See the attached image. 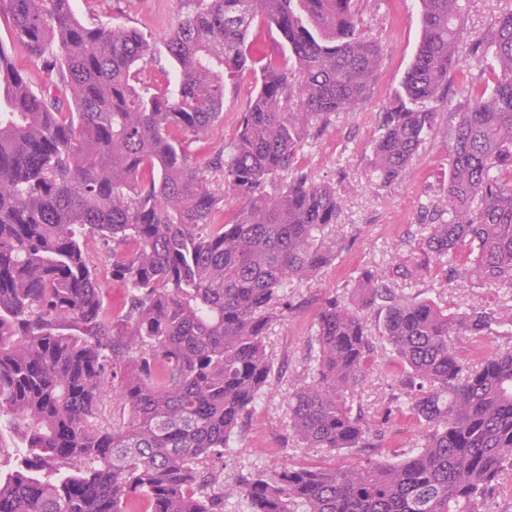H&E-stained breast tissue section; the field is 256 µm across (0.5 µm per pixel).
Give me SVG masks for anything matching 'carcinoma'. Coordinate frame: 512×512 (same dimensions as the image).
<instances>
[{
	"mask_svg": "<svg viewBox=\"0 0 512 512\" xmlns=\"http://www.w3.org/2000/svg\"><path fill=\"white\" fill-rule=\"evenodd\" d=\"M164 39L175 82L139 83L156 41L79 21L70 0H0V16L54 90L0 42V426L24 446L0 471V512H485L512 497V347L483 353L507 315L409 298L370 269L351 300H323L320 359L288 401L307 448H367L382 430L353 406L382 317L402 403L432 429L397 463L287 466L224 481L232 432L272 371L264 334L280 293L336 257V189L298 164L310 128L355 112L382 62L361 0H191ZM422 36L380 113L369 160L386 187L420 158L458 62L463 0H420ZM257 18L295 68L246 42ZM474 85L448 128V209L421 211L442 288H512V10L473 44ZM259 72L224 171V211L189 144L224 122L226 82ZM292 179L274 194L264 185ZM124 281L125 305L105 281ZM121 413L95 428L108 391Z\"/></svg>",
	"mask_w": 512,
	"mask_h": 512,
	"instance_id": "carcinoma-1",
	"label": "carcinoma"
}]
</instances>
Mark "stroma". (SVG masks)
<instances>
[{
	"mask_svg": "<svg viewBox=\"0 0 512 512\" xmlns=\"http://www.w3.org/2000/svg\"><path fill=\"white\" fill-rule=\"evenodd\" d=\"M75 16L85 24L109 22L164 39L190 12L188 0H72ZM512 8V0H468L459 21L462 52L448 79V102L439 107L437 121L422 149V159L398 182L380 188L368 181V159L378 135V114L399 90L421 36L419 0H362L360 13L366 37L382 47L383 61L371 97L355 112H339L313 126L300 152L301 164L319 182L334 186L342 200L339 220L330 234L338 242L336 258L312 280L284 289L296 312L277 308L264 344L273 364L270 383L251 414L238 427L225 459L224 474L238 471L268 473L306 462L326 466L376 459H401L404 441L421 438L424 425L397 408L401 394L392 373L374 365L356 399L374 424H386L388 435L379 448L338 450L308 448L288 426V397L309 377L318 352L313 329L325 297L350 294L363 269L373 270L399 293L429 298L451 310L512 312V290L490 285L461 284L438 287L431 271L423 269L418 244L428 233L420 221L421 205L446 207L450 142L447 130L457 120L456 105L471 82L489 80V72L469 56L468 48ZM255 78L228 86L224 92V122L189 147L193 159L205 168L216 194L224 192L222 171L211 163L228 150L237 131L238 117L255 93ZM421 271L414 280L393 275L395 248Z\"/></svg>",
	"mask_w": 512,
	"mask_h": 512,
	"instance_id": "stroma-1",
	"label": "stroma"
}]
</instances>
